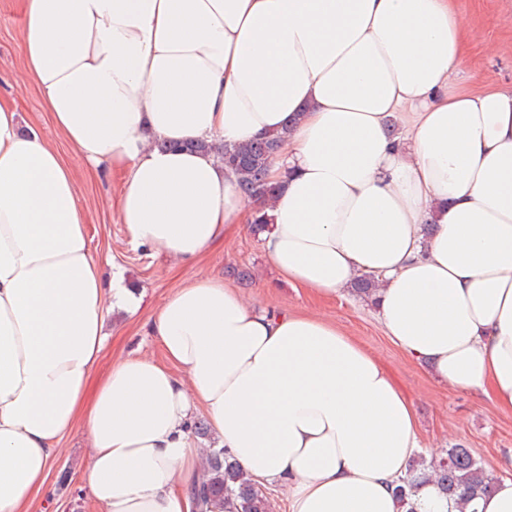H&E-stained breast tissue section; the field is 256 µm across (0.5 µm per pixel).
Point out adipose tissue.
I'll return each mask as SVG.
<instances>
[{
	"instance_id": "adipose-tissue-1",
	"label": "adipose tissue",
	"mask_w": 512,
	"mask_h": 512,
	"mask_svg": "<svg viewBox=\"0 0 512 512\" xmlns=\"http://www.w3.org/2000/svg\"><path fill=\"white\" fill-rule=\"evenodd\" d=\"M21 49L54 124L122 178L134 246L187 262L257 211L265 254L313 299L374 276L390 341L437 383L512 412V85L464 89L455 0H22ZM285 133L257 206L197 139ZM73 177L0 102V512H35L83 427L99 512H201V448L289 489V512H455L395 486L421 444L382 365L322 319L247 303L203 276L85 393L107 319ZM206 416L207 438L194 432Z\"/></svg>"
}]
</instances>
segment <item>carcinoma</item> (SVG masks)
Here are the masks:
<instances>
[{
    "instance_id": "carcinoma-1",
    "label": "carcinoma",
    "mask_w": 512,
    "mask_h": 512,
    "mask_svg": "<svg viewBox=\"0 0 512 512\" xmlns=\"http://www.w3.org/2000/svg\"><path fill=\"white\" fill-rule=\"evenodd\" d=\"M284 138L281 133L218 151L220 160L236 175L239 189L247 198L259 201L273 197L276 186L268 181V167ZM375 290L374 278L363 276L353 283L351 293L367 301L373 298ZM426 480L434 483L443 496L464 504L488 493L495 483L493 474L476 460L470 449L459 444L429 460L417 456L396 488L398 499L406 502L417 484ZM191 492L198 494L204 504L213 498L224 499L228 512H272L263 490L226 450H204L203 469Z\"/></svg>"
}]
</instances>
